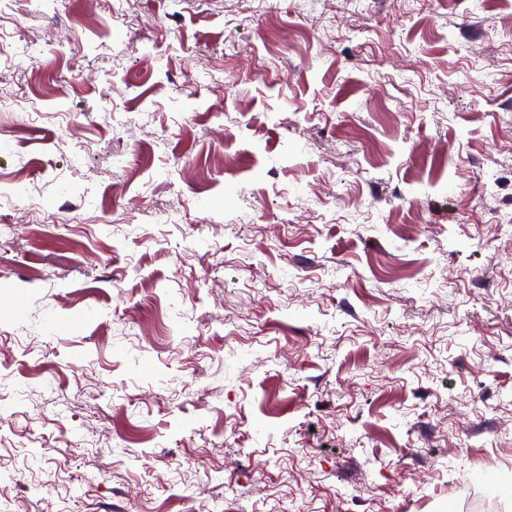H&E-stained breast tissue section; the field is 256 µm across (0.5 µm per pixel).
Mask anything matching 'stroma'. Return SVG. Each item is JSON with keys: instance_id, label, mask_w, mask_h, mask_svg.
<instances>
[{"instance_id": "35a3bbf8", "label": "stroma", "mask_w": 512, "mask_h": 512, "mask_svg": "<svg viewBox=\"0 0 512 512\" xmlns=\"http://www.w3.org/2000/svg\"><path fill=\"white\" fill-rule=\"evenodd\" d=\"M0 33V512H512L511 9Z\"/></svg>"}]
</instances>
